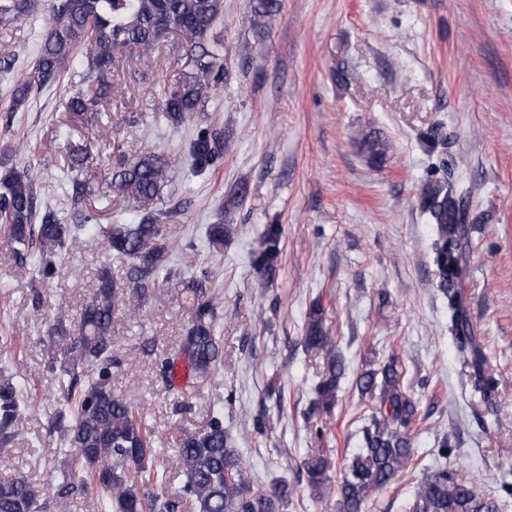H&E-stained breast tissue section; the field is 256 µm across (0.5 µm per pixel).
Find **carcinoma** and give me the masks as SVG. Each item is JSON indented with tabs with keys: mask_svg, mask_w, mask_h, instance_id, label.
I'll return each mask as SVG.
<instances>
[{
	"mask_svg": "<svg viewBox=\"0 0 512 512\" xmlns=\"http://www.w3.org/2000/svg\"><path fill=\"white\" fill-rule=\"evenodd\" d=\"M39 0H0V26H9L35 12ZM280 9V0H253V22L264 31V20ZM49 25L33 65L24 70L12 91L11 111L24 106L31 94L59 78L66 62L82 55V78L93 81L120 67L123 51L154 49L160 29H171L191 56V68L176 90L162 100L161 112L174 128L194 113L204 111L224 88L228 75L224 59L212 47L213 30L224 14V0H48ZM95 100L77 91L66 109L78 116L91 111ZM76 175L70 180L72 196L81 202L90 194L91 182L77 173H87L92 158L88 145L68 146ZM191 174L200 177L220 163L224 139L220 132L203 127L187 145ZM113 195L141 201L158 198L168 181L167 164L152 155H139L108 172ZM422 207L434 224L433 263L438 285L448 296V316L459 350L472 369L476 383L485 392L494 390L487 358L478 338L471 333L459 285L464 276L461 240L464 225L457 222L454 186L426 183L420 190ZM0 214L10 224L18 248L15 258L24 262L33 237L40 251L37 270L44 279L55 277L62 252L79 243V232L92 224L103 237L108 253L128 260L126 280L131 288L128 313L140 315L148 302L150 287L163 276L176 281L177 294L190 311V322L179 353L158 358L161 374L169 378L183 362L202 385L221 362L222 349L216 327V295L206 284L211 272L204 268L189 278L167 265V225L152 213L133 224H98L94 213L80 216V223H63L51 205L39 202L34 183L12 169L0 174ZM208 245H224L228 225L224 219L208 225ZM281 253V227H267L255 263L269 278L276 275ZM119 298L109 265L100 268L96 291L80 312L76 333L61 347L62 361L52 359L69 377L65 402L75 406V423L61 435L63 456L56 475L54 498L58 512H66L67 495L77 477L101 493L98 512H283L288 506V487L275 484L253 489L246 482V460L235 439L224 428L220 412L212 414L201 431L183 433L177 464L185 481L176 499H162L165 485L164 449L143 421L139 406L112 389V321ZM304 347L322 355L324 373L315 386V406L329 413L344 372L335 337L323 325L320 307L310 312L302 336ZM361 394L374 401L370 422L364 428L365 447L348 461L338 488L336 512H364L371 495L394 481L413 462L412 424L416 402L401 388L400 373L391 359L357 380ZM22 418L21 386L14 376L0 378V442L5 444ZM330 461L317 454L306 458L299 470L307 483L318 489L327 480ZM42 504L21 476L0 479V512H40ZM411 512H498V505L482 498L473 480L456 471L442 469L417 486Z\"/></svg>",
	"mask_w": 512,
	"mask_h": 512,
	"instance_id": "1",
	"label": "carcinoma"
}]
</instances>
